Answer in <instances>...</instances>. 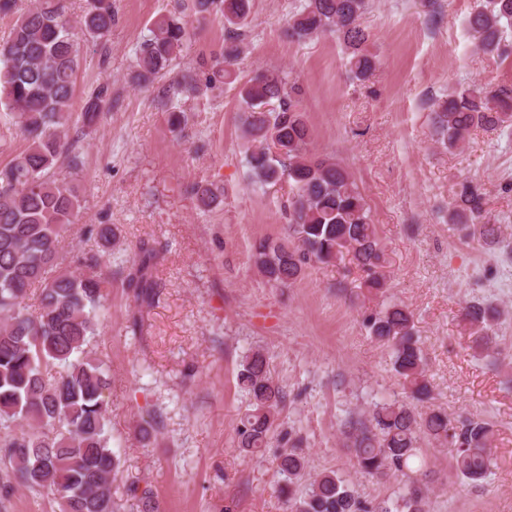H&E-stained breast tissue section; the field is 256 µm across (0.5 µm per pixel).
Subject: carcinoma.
Returning a JSON list of instances; mask_svg holds the SVG:
<instances>
[{
  "instance_id": "1",
  "label": "carcinoma",
  "mask_w": 512,
  "mask_h": 512,
  "mask_svg": "<svg viewBox=\"0 0 512 512\" xmlns=\"http://www.w3.org/2000/svg\"><path fill=\"white\" fill-rule=\"evenodd\" d=\"M197 13L215 11L224 18V51L204 67V81L193 77L168 85L169 100L185 89L203 91L228 86L243 104V131L250 143L247 164L262 186L288 179V233L263 239L254 247V265L267 283L290 286L312 262L346 257L361 272L359 288L384 295L388 255L366 200L350 173L332 159L309 153L310 127L299 107V87L276 71H257L246 81L230 68L243 52L240 28L251 13V0H193ZM367 0H301L288 20V34L307 43L334 34L343 45L350 76L365 78L376 68L367 49L361 18ZM0 14L15 15L0 44V112L5 123L24 137L25 147L0 168V424L18 432L3 443L13 479L53 496L58 512H119L112 493L116 458L107 436L106 391L110 378L86 346L100 325L99 311L107 279L99 260L88 258L81 271L61 268L60 244L81 210L79 186L55 171L60 157L78 165L66 128L73 119L71 102L79 64V44L64 0H35L18 11V0H0ZM113 0H87L80 29L93 39L112 33ZM487 54L508 52L504 35L512 31V0H482L468 17ZM190 42L178 18L156 17L136 50V78L151 82L167 73ZM112 104V86L101 82L85 93L79 114L90 128ZM512 122V96L467 86L436 102L438 140L459 147L475 126L495 129ZM192 193L203 209L216 200L214 190L196 184ZM483 217V196L461 183L448 208V223L466 232ZM155 254L142 244L129 274L136 298L148 301L153 288ZM38 291L37 306L27 300ZM501 311L467 303L460 317L475 347L485 350ZM369 335L389 344L399 383L409 397H430L422 349L413 315L395 302L364 318ZM250 403L240 419L239 446L258 451L267 446L283 403L263 353L248 356L237 375ZM494 431L481 419L455 420L432 410L419 413L407 403L374 405L365 419L348 422L346 438L354 448L357 470L371 478L404 473L417 456L422 438L451 455L465 480L485 478L492 463ZM301 439L288 437L280 474L293 512H425L423 495H407L370 508L334 470L314 477L301 496L306 461L296 452Z\"/></svg>"
}]
</instances>
